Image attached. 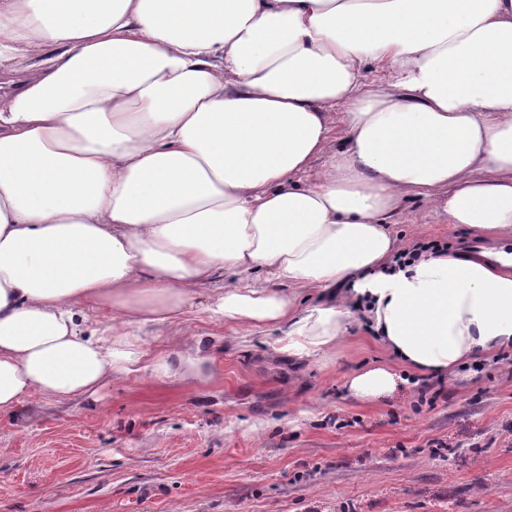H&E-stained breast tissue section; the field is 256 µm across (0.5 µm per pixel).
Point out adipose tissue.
I'll use <instances>...</instances> for the list:
<instances>
[{"label": "adipose tissue", "instance_id": "1", "mask_svg": "<svg viewBox=\"0 0 512 512\" xmlns=\"http://www.w3.org/2000/svg\"><path fill=\"white\" fill-rule=\"evenodd\" d=\"M33 59L0 96V413L201 378L202 337L147 366L136 330L217 280L210 317L293 359L368 321L405 370L358 400L512 347V0H0V73ZM413 198L494 247L397 266Z\"/></svg>", "mask_w": 512, "mask_h": 512}]
</instances>
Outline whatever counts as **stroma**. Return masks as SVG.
<instances>
[{
	"label": "stroma",
	"mask_w": 512,
	"mask_h": 512,
	"mask_svg": "<svg viewBox=\"0 0 512 512\" xmlns=\"http://www.w3.org/2000/svg\"><path fill=\"white\" fill-rule=\"evenodd\" d=\"M392 231L454 250L476 237L419 199ZM206 302L142 330L152 358L210 341L202 379L145 370L0 413V512H512V349L461 369L435 405L415 388L359 401L347 376L393 360L362 326L298 362L277 329L211 319Z\"/></svg>",
	"instance_id": "stroma-1"
}]
</instances>
